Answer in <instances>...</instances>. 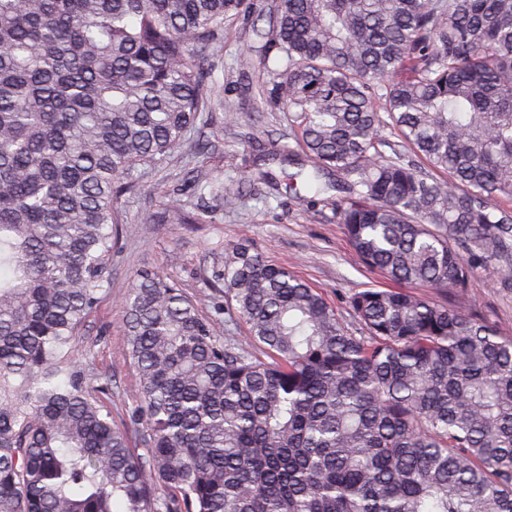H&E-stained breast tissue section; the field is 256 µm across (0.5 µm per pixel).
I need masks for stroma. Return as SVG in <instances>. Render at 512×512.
<instances>
[{"label":"stroma","instance_id":"35a3bbf8","mask_svg":"<svg viewBox=\"0 0 512 512\" xmlns=\"http://www.w3.org/2000/svg\"><path fill=\"white\" fill-rule=\"evenodd\" d=\"M258 46L248 21L225 23L224 41L209 61L217 99L207 123L191 134L192 140L207 144V151L191 156L178 150L167 164L145 169L139 188L120 200L128 232L112 262L106 298L79 338L80 353L112 376L114 420L125 416L137 396L135 372L126 355L121 299L140 268L158 269L199 300L208 289L207 271L245 237L322 293L354 333L360 326L348 309V298L365 288L390 285L361 264L330 206L289 192L292 167L275 168L278 191L268 199L256 198L245 188L224 200L215 197L225 182L246 176L244 160L258 147L270 150L288 141L283 113H264L257 123L246 107L259 73L241 69L238 60L258 57ZM177 204L202 214V221L157 223L166 207ZM466 302L503 335L512 336V288L500 287L490 272L482 271L472 279Z\"/></svg>","mask_w":512,"mask_h":512}]
</instances>
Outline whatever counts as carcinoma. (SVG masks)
<instances>
[{
    "mask_svg": "<svg viewBox=\"0 0 512 512\" xmlns=\"http://www.w3.org/2000/svg\"><path fill=\"white\" fill-rule=\"evenodd\" d=\"M261 41L271 161L366 267L349 307L249 241L205 312L152 268L121 304L138 403L78 358L119 199L215 101L224 22ZM390 130L406 151L379 152ZM512 0H0V512H512V337L456 305L512 282ZM241 320V343L224 336Z\"/></svg>",
    "mask_w": 512,
    "mask_h": 512,
    "instance_id": "carcinoma-1",
    "label": "carcinoma"
}]
</instances>
